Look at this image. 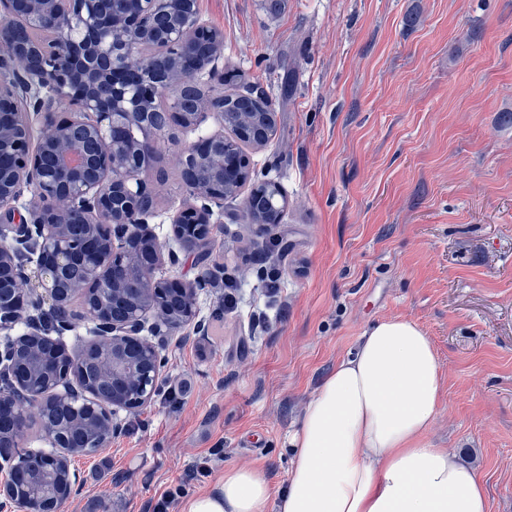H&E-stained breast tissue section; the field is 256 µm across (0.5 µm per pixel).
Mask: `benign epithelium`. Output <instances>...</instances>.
<instances>
[{"instance_id": "obj_1", "label": "benign epithelium", "mask_w": 512, "mask_h": 512, "mask_svg": "<svg viewBox=\"0 0 512 512\" xmlns=\"http://www.w3.org/2000/svg\"><path fill=\"white\" fill-rule=\"evenodd\" d=\"M128 3L114 16L112 0H0V332L27 327L0 352L8 378L0 418L23 427L28 407H67L74 421L106 430L103 448L121 430L117 411L135 413L158 391L164 362L140 338L147 321L180 330L195 318L197 293L224 277L207 263L184 284L156 276L176 259L149 229L156 133L174 124L193 130L206 114L219 125L181 153L188 205L172 224L182 250L206 253L228 198L270 197L280 212L288 206L276 183L253 177L242 153L244 144L271 143L265 114H242L236 134L224 136V101L241 91L224 85L218 67L223 31L202 21L198 0ZM20 28L31 31L26 43ZM188 85L207 94L195 112L180 106ZM162 95L169 109L152 111ZM134 127L144 134L132 140L126 132ZM47 301L68 318L77 302L93 322L81 350L33 329L28 312ZM91 349L112 377L106 393L82 372ZM43 438L48 451L0 448L9 463L0 503L13 512H62L78 490L74 473L50 491L22 477L66 468L79 450L55 430Z\"/></svg>"}]
</instances>
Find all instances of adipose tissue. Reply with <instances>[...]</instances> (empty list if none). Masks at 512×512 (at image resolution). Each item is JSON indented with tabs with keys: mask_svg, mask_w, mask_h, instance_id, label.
Returning a JSON list of instances; mask_svg holds the SVG:
<instances>
[{
	"mask_svg": "<svg viewBox=\"0 0 512 512\" xmlns=\"http://www.w3.org/2000/svg\"><path fill=\"white\" fill-rule=\"evenodd\" d=\"M442 403L441 366L414 322L381 321L339 360L288 443L285 487L257 468L226 470L181 512H488L475 473L421 440Z\"/></svg>",
	"mask_w": 512,
	"mask_h": 512,
	"instance_id": "ef3b65f1",
	"label": "adipose tissue"
}]
</instances>
